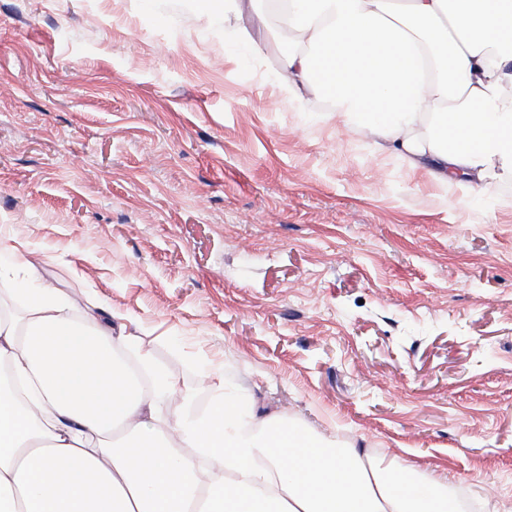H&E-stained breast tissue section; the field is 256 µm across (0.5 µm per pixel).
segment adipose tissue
I'll return each instance as SVG.
<instances>
[{
    "label": "adipose tissue",
    "instance_id": "1",
    "mask_svg": "<svg viewBox=\"0 0 512 512\" xmlns=\"http://www.w3.org/2000/svg\"><path fill=\"white\" fill-rule=\"evenodd\" d=\"M295 37L281 96L365 130L440 182L512 179V0H263ZM0 316V512H456L403 461L262 413L209 375L211 404L167 418L179 378L140 338L24 282Z\"/></svg>",
    "mask_w": 512,
    "mask_h": 512
}]
</instances>
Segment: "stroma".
Masks as SVG:
<instances>
[{
    "mask_svg": "<svg viewBox=\"0 0 512 512\" xmlns=\"http://www.w3.org/2000/svg\"><path fill=\"white\" fill-rule=\"evenodd\" d=\"M163 3L0 0V246L197 400L222 371L512 512V181L411 173L278 100L280 23ZM242 0H210L212 9L224 18V32L233 34L239 41L248 42L251 35L248 27L243 24V15L240 7Z\"/></svg>",
    "mask_w": 512,
    "mask_h": 512,
    "instance_id": "1",
    "label": "stroma"
}]
</instances>
